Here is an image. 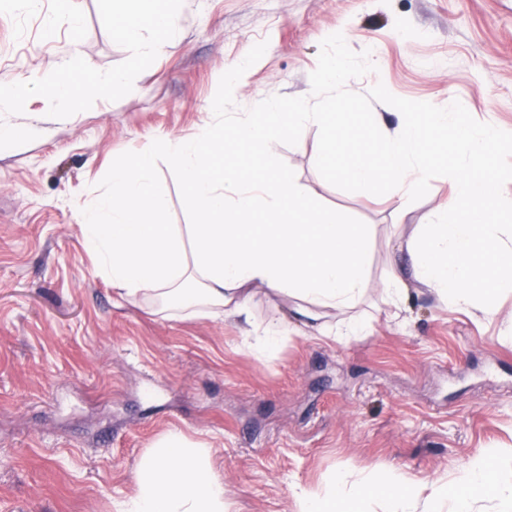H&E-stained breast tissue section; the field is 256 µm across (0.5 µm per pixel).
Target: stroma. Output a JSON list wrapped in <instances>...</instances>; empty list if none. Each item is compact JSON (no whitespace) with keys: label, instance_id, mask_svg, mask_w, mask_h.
Listing matches in <instances>:
<instances>
[{"label":"stroma","instance_id":"1","mask_svg":"<svg viewBox=\"0 0 512 512\" xmlns=\"http://www.w3.org/2000/svg\"><path fill=\"white\" fill-rule=\"evenodd\" d=\"M71 7L78 27L59 24L49 40L60 0H0V74L18 92L0 101V128L23 133L0 150V512H117L171 429L210 446L230 512H295L294 487L342 471L449 480L491 449L511 477L512 290L491 316L450 310L416 282L397 306L382 291L401 241L448 198L444 158L402 200L328 171L316 126L276 144L309 199L371 228L366 294L325 316L357 317L365 329L349 340L306 326L285 296H260L245 321L128 301L86 251L81 211L109 190L113 161L150 152L165 223H193L185 185L153 146L217 123L221 95L230 112L332 103L389 128L435 108L512 137V0H178L176 35L139 60L113 33L111 0ZM72 52L99 93L46 89ZM334 55L348 85H316ZM242 61L225 94V71ZM282 321L292 331L274 353L249 343Z\"/></svg>","mask_w":512,"mask_h":512}]
</instances>
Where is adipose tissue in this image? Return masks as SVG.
Returning <instances> with one entry per match:
<instances>
[{
  "mask_svg": "<svg viewBox=\"0 0 512 512\" xmlns=\"http://www.w3.org/2000/svg\"><path fill=\"white\" fill-rule=\"evenodd\" d=\"M112 24L141 57L163 50L177 30V15L171 0H112ZM147 27L158 32L157 40L142 42ZM258 109V118L205 124L192 135L156 143L189 192L195 221L185 228L163 221L166 203L155 185L152 155L114 162L111 188L85 208L82 229L86 250L121 296L212 317L245 315L262 292L295 299L299 314L312 320L325 309L355 308L369 287L367 228L312 203L272 149L312 123L324 130L325 156L341 163L357 192L368 195L384 183L403 200L426 176L439 138L447 137L453 176L446 209L407 242L410 264L392 268L383 291L396 305L409 299L414 281L436 290L449 308L493 313L499 290L512 288V225L503 223L480 166L506 145L494 128L429 110L365 144L362 125L335 112L274 100ZM228 136L260 160L254 184L245 183L238 163L225 162ZM259 211L265 222L256 227L251 219ZM429 488L428 506L448 512H470L482 499L512 503V482L488 456L453 482L436 480ZM294 497L298 512H339L345 500L367 498L386 502L392 512H411L408 482L394 472L373 488L342 472L324 492L300 488ZM123 512H228L224 479L203 443L172 431L142 458Z\"/></svg>",
  "mask_w": 512,
  "mask_h": 512,
  "instance_id": "1",
  "label": "adipose tissue"
}]
</instances>
